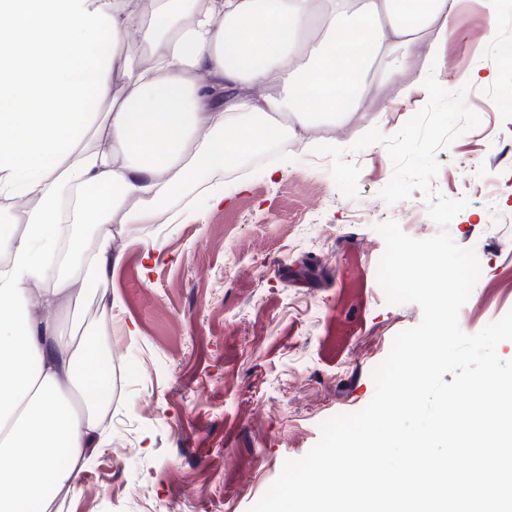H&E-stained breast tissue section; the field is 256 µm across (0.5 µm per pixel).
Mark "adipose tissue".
Wrapping results in <instances>:
<instances>
[{"label": "adipose tissue", "instance_id": "ef3b65f1", "mask_svg": "<svg viewBox=\"0 0 512 512\" xmlns=\"http://www.w3.org/2000/svg\"><path fill=\"white\" fill-rule=\"evenodd\" d=\"M458 0H0V512L77 497L108 429L112 223L172 224L236 160L361 111L456 34Z\"/></svg>", "mask_w": 512, "mask_h": 512}]
</instances>
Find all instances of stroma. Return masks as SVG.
<instances>
[{
  "label": "stroma",
  "mask_w": 512,
  "mask_h": 512,
  "mask_svg": "<svg viewBox=\"0 0 512 512\" xmlns=\"http://www.w3.org/2000/svg\"><path fill=\"white\" fill-rule=\"evenodd\" d=\"M458 34L438 53L437 81L468 86L480 124L436 153L433 193L467 199L448 226L474 249L481 275L459 312L468 334L512 311V5L489 12L459 0ZM494 75L469 83L475 67ZM417 70L340 124L305 127L275 175L247 179L224 206L208 199L179 224L113 225L112 425L78 474L67 512H249L286 460L305 456L326 419L363 409L373 370L394 337L417 326V304L388 303L377 279L392 218L416 239L437 234L421 192L387 205L392 162L379 143L350 146L372 128L397 133L428 102L401 99ZM346 147L360 169L356 197L336 187L314 139Z\"/></svg>",
  "instance_id": "1"
}]
</instances>
